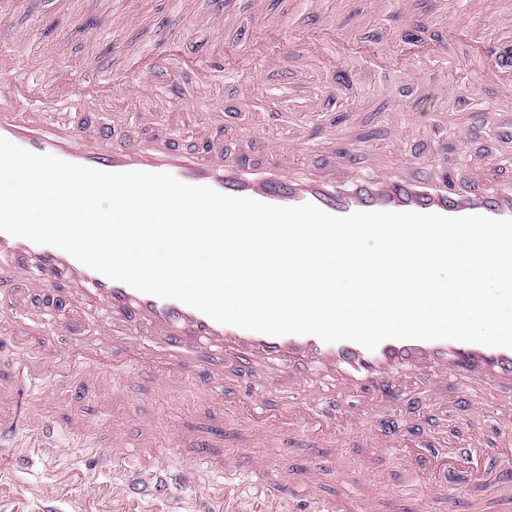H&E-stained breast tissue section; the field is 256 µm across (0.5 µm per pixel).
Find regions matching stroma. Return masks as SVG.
<instances>
[{
	"instance_id": "1",
	"label": "stroma",
	"mask_w": 512,
	"mask_h": 512,
	"mask_svg": "<svg viewBox=\"0 0 512 512\" xmlns=\"http://www.w3.org/2000/svg\"><path fill=\"white\" fill-rule=\"evenodd\" d=\"M223 2L237 28L225 32L218 44L201 21L213 11V0H196L192 14L177 0H0V54L16 55L18 68H36L46 80L71 74L93 78L104 67L120 69L130 56L166 38L176 39L186 56L217 53L225 46L256 56L274 28L286 63L278 71L253 67L242 73L243 81L257 87L250 102L237 105L225 87L202 94L194 74L188 73L180 79L179 103H169L162 92L126 102L129 137L152 135L167 114L181 143L195 147L214 137L210 112L221 107L225 145L242 147L244 129L262 123L277 141L305 144L308 152L298 161L306 166L357 148L365 165L391 160L408 175L421 160L451 167L462 183L492 162L512 171V106L499 103L494 89L477 84V63L468 45L444 27L465 0H407L403 5L394 0L381 13L373 11V0H321L314 17L305 14L303 0H265L260 15L252 13L251 0ZM116 12L145 15L152 23L116 27ZM323 27L344 31L355 47L381 46L387 56L375 61L355 51L341 58L335 70H326L308 50L309 39ZM475 31L512 48V0H485ZM416 45L437 47L440 59L435 73L421 84L409 83L399 67L402 50ZM459 124L470 129L468 141L455 138ZM78 369L77 362L62 358L43 381L25 386L24 393L43 399L50 414L83 413L100 434L108 432L115 416L134 422L170 414L193 425L203 412L202 395L192 379L162 399L152 396L148 381L121 378L114 381V404L102 405L89 395L74 398ZM91 458L89 448L77 447L57 462L33 459L5 466L0 470V512H112V477L107 473L97 478L98 494H86L76 484L69 494L43 495L58 473L84 470ZM312 458L323 465L326 491L338 492L341 481L332 457L308 442L289 445L271 466L294 471ZM206 490L205 477L187 475L165 498H139L131 507L133 512H213Z\"/></svg>"
}]
</instances>
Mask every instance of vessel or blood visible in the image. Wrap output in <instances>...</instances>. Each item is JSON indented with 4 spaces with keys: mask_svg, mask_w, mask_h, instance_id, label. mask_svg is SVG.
I'll use <instances>...</instances> for the list:
<instances>
[{
    "mask_svg": "<svg viewBox=\"0 0 512 512\" xmlns=\"http://www.w3.org/2000/svg\"><path fill=\"white\" fill-rule=\"evenodd\" d=\"M133 74L107 71L95 81L67 76L53 81L16 73L13 58L0 56V74L10 76L9 90L0 96V137L38 154L107 172L168 173L190 185L208 186L235 197H249L280 206L311 203L323 211L346 216L359 211L436 213L450 217L479 214L512 219V183L491 186L489 173L466 183L455 182L429 162L419 163L414 176L400 177L385 164L365 171L360 158L340 167L320 164L303 169L289 157L303 153L300 142L277 144L266 127L249 129L245 142L264 153L257 165L240 151L218 141L207 149L182 146L170 135L145 140L126 136L122 123L90 121L103 104L148 97L165 87L170 100L180 97L179 75L193 70L201 90L231 84L240 102L253 87L234 81L215 53L190 59L178 51L146 52ZM508 67H479L481 85L494 87L498 99L512 105ZM0 288L18 289L8 312L0 315L11 337L54 334L71 337V350L84 360L80 383L102 403L115 392L112 375L122 371L138 379L148 371L155 397L171 395L186 379H196L204 391L206 418L227 417L238 438L226 449L223 436H210L167 418L164 428L171 447L184 450V461L198 471L216 473L213 490L224 512H379L381 504L398 503L393 482L374 483L354 474L352 453L367 446L397 456L402 471L421 484L412 512H440L452 505L456 492L439 478L437 455L422 431L411 434L372 427L373 416L387 413L404 399V382L416 384V398L427 408L456 384L467 441L456 448L459 460L480 457L488 422L500 428L504 447L512 446V349L492 348L453 340H395L369 350L352 341L327 343L317 336L267 334L216 322L174 299H162L111 280L52 246L0 232ZM99 312L88 333L79 335L62 312L74 304ZM59 358L52 343L25 368V380L43 377ZM501 395L495 417L469 397L472 385ZM304 393L303 406L277 403L269 390ZM31 430L21 432L16 421L0 413V458L18 449L57 457L65 452L59 432L74 439H91L92 424L71 413L64 427L47 416L45 405L33 401ZM154 422L140 424L138 445H128L122 419H115L109 438L95 448L97 471L111 473L127 494L161 496L169 458L158 452ZM308 429L316 447L336 457L345 488L324 496L316 462L288 473L269 469L286 439ZM487 478L466 495L468 512H512V462L483 466Z\"/></svg>",
    "mask_w": 512,
    "mask_h": 512,
    "instance_id": "b4317fda",
    "label": "vessel or blood"
}]
</instances>
